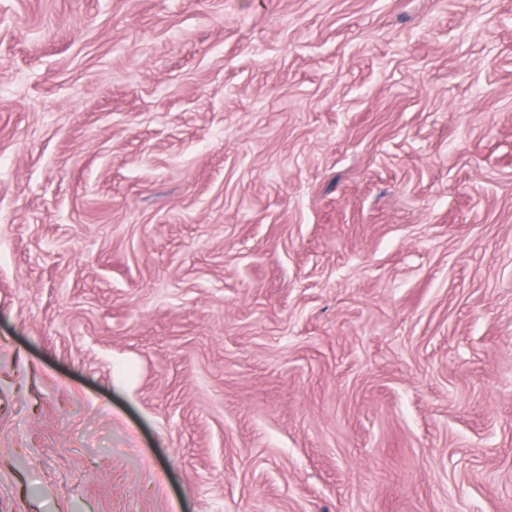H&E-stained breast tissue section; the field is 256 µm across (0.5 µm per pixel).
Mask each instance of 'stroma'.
I'll use <instances>...</instances> for the list:
<instances>
[{
  "instance_id": "stroma-1",
  "label": "stroma",
  "mask_w": 512,
  "mask_h": 512,
  "mask_svg": "<svg viewBox=\"0 0 512 512\" xmlns=\"http://www.w3.org/2000/svg\"><path fill=\"white\" fill-rule=\"evenodd\" d=\"M0 512H512V0H0Z\"/></svg>"
}]
</instances>
